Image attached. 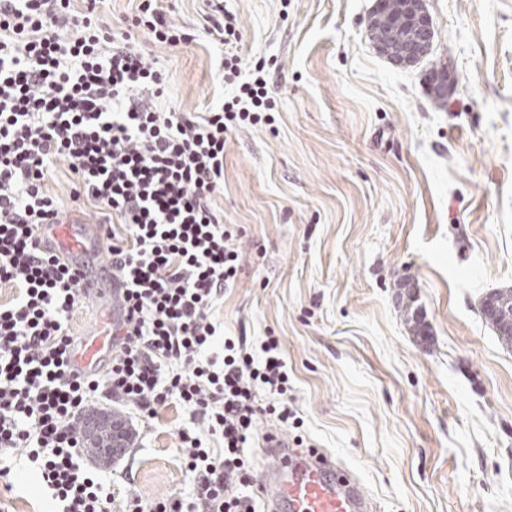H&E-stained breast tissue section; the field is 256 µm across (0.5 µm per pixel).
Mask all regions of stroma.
I'll return each instance as SVG.
<instances>
[{"label": "stroma", "instance_id": "1", "mask_svg": "<svg viewBox=\"0 0 512 512\" xmlns=\"http://www.w3.org/2000/svg\"><path fill=\"white\" fill-rule=\"evenodd\" d=\"M375 0H223L245 65L267 64L275 121L233 131L213 207L241 271L213 310L224 336L280 340L288 405L260 418L325 449L373 512H512V350L480 300L512 289V0H426L431 53L393 64L367 35ZM196 43L143 45L168 77L163 107L225 95L207 0H159ZM448 70L439 98L429 72ZM111 466L112 512L188 497L178 403L141 421ZM0 512H46L29 462Z\"/></svg>", "mask_w": 512, "mask_h": 512}]
</instances>
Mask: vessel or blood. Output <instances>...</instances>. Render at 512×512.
Returning a JSON list of instances; mask_svg holds the SVG:
<instances>
[{
  "label": "vessel or blood",
  "mask_w": 512,
  "mask_h": 512,
  "mask_svg": "<svg viewBox=\"0 0 512 512\" xmlns=\"http://www.w3.org/2000/svg\"><path fill=\"white\" fill-rule=\"evenodd\" d=\"M40 237L48 253L68 262L83 297L107 314L99 333L80 338L70 356L76 372L101 374L119 350L128 325L124 282L108 263L98 262L91 273L81 263L87 253L103 254L101 230L81 213L66 209L54 223L41 226ZM261 470L265 512H372L360 481L341 462L317 448L292 447L281 434L264 438Z\"/></svg>",
  "instance_id": "1"
}]
</instances>
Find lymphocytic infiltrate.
Returning a JSON list of instances; mask_svg holds the SVG:
<instances>
[{
    "instance_id": "lymphocytic-infiltrate-1",
    "label": "lymphocytic infiltrate",
    "mask_w": 512,
    "mask_h": 512,
    "mask_svg": "<svg viewBox=\"0 0 512 512\" xmlns=\"http://www.w3.org/2000/svg\"><path fill=\"white\" fill-rule=\"evenodd\" d=\"M104 0H0V478L27 458L53 512H112V488L84 461L80 418L89 403L125 402L143 418L176 401L192 429L179 433L189 499L132 500L129 512H257L245 450L261 415L288 422V366L279 340L259 353L218 340L214 303L233 286L239 255L210 205L224 188L233 128L273 111L263 75L221 106L192 115L146 106L166 78L138 34L173 47L193 34L168 23L155 0L130 22H101ZM73 201L90 204L126 282L129 326L106 372L68 363V322L83 302L78 279L44 253L40 225L62 204L46 189L57 161ZM270 396L259 405L257 388Z\"/></svg>"
}]
</instances>
